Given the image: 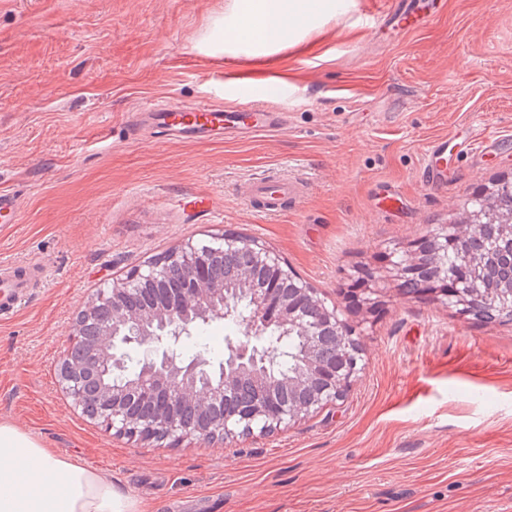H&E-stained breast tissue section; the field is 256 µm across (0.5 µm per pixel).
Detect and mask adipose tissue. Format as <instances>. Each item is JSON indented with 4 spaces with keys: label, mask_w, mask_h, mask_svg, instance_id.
<instances>
[{
    "label": "adipose tissue",
    "mask_w": 512,
    "mask_h": 512,
    "mask_svg": "<svg viewBox=\"0 0 512 512\" xmlns=\"http://www.w3.org/2000/svg\"><path fill=\"white\" fill-rule=\"evenodd\" d=\"M353 0H229L201 45L213 52L271 57L320 34ZM0 512H146L101 471L46 448L0 422Z\"/></svg>",
    "instance_id": "adipose-tissue-1"
}]
</instances>
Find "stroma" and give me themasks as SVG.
Segmentation results:
<instances>
[{
  "mask_svg": "<svg viewBox=\"0 0 512 512\" xmlns=\"http://www.w3.org/2000/svg\"><path fill=\"white\" fill-rule=\"evenodd\" d=\"M226 0H0V262L46 271L0 318V421L79 457L150 512H512V323L485 324L403 295L391 262L512 174V0H445L422 29L382 32L392 0H355L305 45L271 59L212 56L197 41ZM285 90L266 94V79ZM274 101L288 126L235 141L144 135L128 112L159 101ZM501 136L449 154L445 190L424 151L458 124ZM303 178L283 211L243 185ZM408 197L387 212L377 192ZM277 254L362 348L343 400L273 432L146 444L86 417L58 360L99 288L188 240L224 233ZM372 268L378 312L345 292Z\"/></svg>",
  "mask_w": 512,
  "mask_h": 512,
  "instance_id": "1",
  "label": "stroma"
}]
</instances>
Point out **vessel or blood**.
Masks as SVG:
<instances>
[{
	"label": "vessel or blood",
	"instance_id": "1",
	"mask_svg": "<svg viewBox=\"0 0 512 512\" xmlns=\"http://www.w3.org/2000/svg\"><path fill=\"white\" fill-rule=\"evenodd\" d=\"M441 9L438 0H396L395 4L378 16L377 21L393 31L407 33L423 27ZM285 122V113L247 99L232 106L215 103H154L131 118L132 125L144 124L155 132L167 135L181 131L186 139L200 142L217 136L229 139L244 133H271L280 130ZM448 142V136L441 135L430 140L427 145L423 179L430 189L440 190L448 185ZM304 191V182L292 178L276 181L256 178L243 187L244 197L268 212L282 210L285 204L302 196ZM40 275V268L34 265L0 266L1 316L14 312L29 295Z\"/></svg>",
	"mask_w": 512,
	"mask_h": 512
}]
</instances>
